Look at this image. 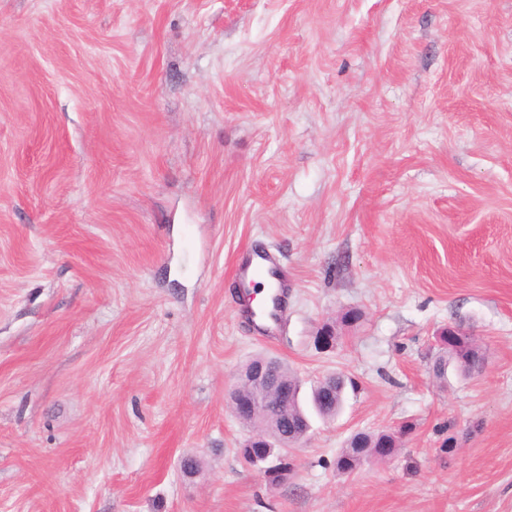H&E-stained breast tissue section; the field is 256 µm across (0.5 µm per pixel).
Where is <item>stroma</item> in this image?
Listing matches in <instances>:
<instances>
[{"mask_svg": "<svg viewBox=\"0 0 512 512\" xmlns=\"http://www.w3.org/2000/svg\"><path fill=\"white\" fill-rule=\"evenodd\" d=\"M450 325L485 367L440 382ZM259 354L357 384L275 488ZM0 512H512V0H0ZM233 271L236 278L249 286L254 283L253 279L258 275L267 273L271 278L275 277L276 272L281 275L276 256L270 253L248 252L244 250L237 255ZM273 280L275 282V295L278 297V302L273 304L270 311L259 315L254 310L252 301L247 294H243L238 303L239 314L251 323L255 332L265 341H270L275 337L280 314L288 298L287 288H284L282 275L280 280ZM401 440L394 433L389 432H357L348 440V446L346 447L348 451H345L344 448L338 457L337 470L342 473H351L366 459L373 458L375 454L380 452V449L388 450V453L393 456L399 449Z\"/></svg>", "mask_w": 512, "mask_h": 512, "instance_id": "obj_1", "label": "stroma"}]
</instances>
